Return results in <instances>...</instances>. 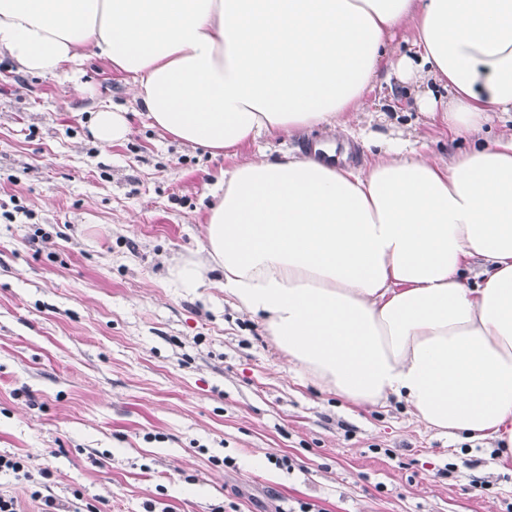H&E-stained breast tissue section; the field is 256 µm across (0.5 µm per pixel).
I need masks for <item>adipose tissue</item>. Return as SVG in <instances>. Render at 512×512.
<instances>
[{"label": "adipose tissue", "mask_w": 512, "mask_h": 512, "mask_svg": "<svg viewBox=\"0 0 512 512\" xmlns=\"http://www.w3.org/2000/svg\"><path fill=\"white\" fill-rule=\"evenodd\" d=\"M405 28L407 53L389 58ZM1 51L36 75L107 60L134 75L152 126L233 158L264 134L349 133L389 65L467 149L385 144L364 173L237 161L213 193L204 257L171 276L197 288L221 271L233 306L322 391L405 403L512 456V133L473 140L512 112V0H0Z\"/></svg>", "instance_id": "ef3b65f1"}]
</instances>
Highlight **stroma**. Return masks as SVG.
Here are the masks:
<instances>
[{
	"label": "stroma",
	"instance_id": "stroma-1",
	"mask_svg": "<svg viewBox=\"0 0 512 512\" xmlns=\"http://www.w3.org/2000/svg\"><path fill=\"white\" fill-rule=\"evenodd\" d=\"M79 80L81 94L0 55V454L32 474L0 473V495L22 512H506L498 442L322 392L230 304L220 271L196 289L171 279L202 255L210 192L236 159L298 158L331 130L214 157L152 127L109 61L87 59ZM104 104L129 118L122 142L90 133ZM351 124L454 149L385 74Z\"/></svg>",
	"mask_w": 512,
	"mask_h": 512
}]
</instances>
